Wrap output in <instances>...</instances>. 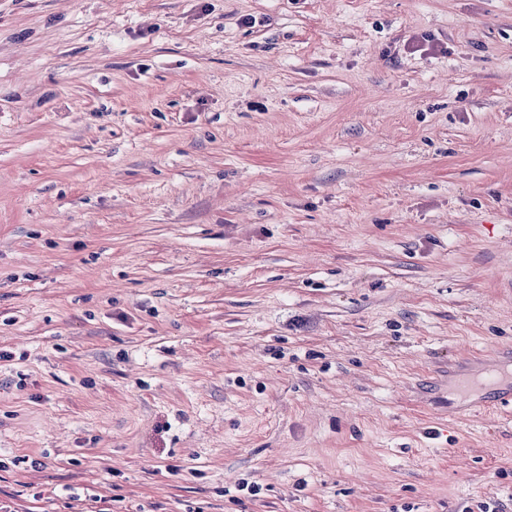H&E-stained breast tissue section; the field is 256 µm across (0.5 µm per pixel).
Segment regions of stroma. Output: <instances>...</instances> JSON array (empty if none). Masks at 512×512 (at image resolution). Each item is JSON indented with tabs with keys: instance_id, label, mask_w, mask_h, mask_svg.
Instances as JSON below:
<instances>
[{
	"instance_id": "1",
	"label": "stroma",
	"mask_w": 512,
	"mask_h": 512,
	"mask_svg": "<svg viewBox=\"0 0 512 512\" xmlns=\"http://www.w3.org/2000/svg\"><path fill=\"white\" fill-rule=\"evenodd\" d=\"M512 0H0V512H512Z\"/></svg>"
}]
</instances>
